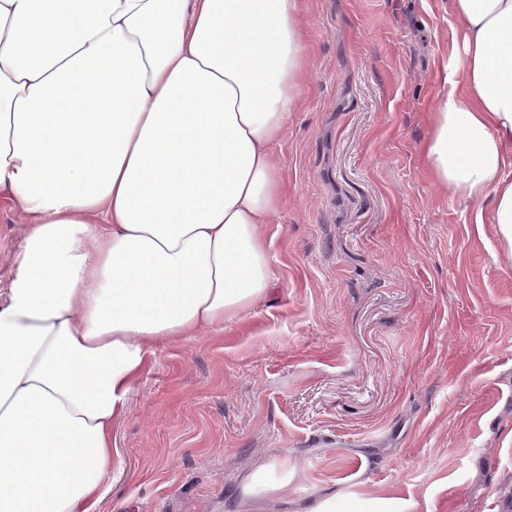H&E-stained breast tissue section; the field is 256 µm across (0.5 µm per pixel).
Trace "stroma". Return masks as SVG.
<instances>
[{"label": "stroma", "instance_id": "1", "mask_svg": "<svg viewBox=\"0 0 512 512\" xmlns=\"http://www.w3.org/2000/svg\"><path fill=\"white\" fill-rule=\"evenodd\" d=\"M267 298L161 349L97 512H300L333 492L512 512V264L422 162L448 0H304ZM26 227L0 208V292ZM287 491L242 487L259 464Z\"/></svg>", "mask_w": 512, "mask_h": 512}]
</instances>
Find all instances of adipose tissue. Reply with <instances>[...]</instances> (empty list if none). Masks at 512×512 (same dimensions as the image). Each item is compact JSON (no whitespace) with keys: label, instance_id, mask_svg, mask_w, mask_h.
Returning <instances> with one entry per match:
<instances>
[{"label":"adipose tissue","instance_id":"1","mask_svg":"<svg viewBox=\"0 0 512 512\" xmlns=\"http://www.w3.org/2000/svg\"><path fill=\"white\" fill-rule=\"evenodd\" d=\"M0 0V205L28 232L0 299V512H97L112 428L169 345L272 283L273 147L307 75L302 0ZM460 24L421 156L489 202L512 261V0ZM307 512H416L329 496Z\"/></svg>","mask_w":512,"mask_h":512}]
</instances>
